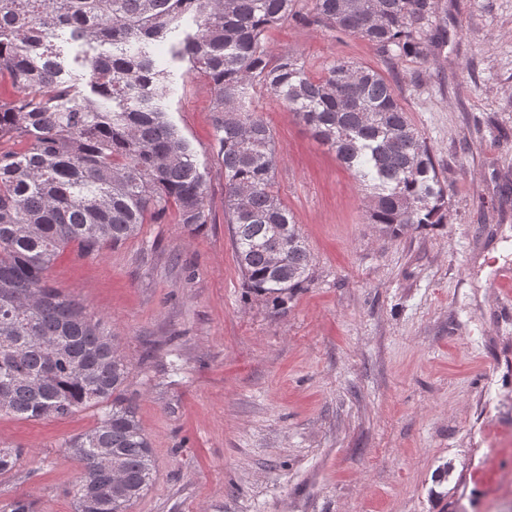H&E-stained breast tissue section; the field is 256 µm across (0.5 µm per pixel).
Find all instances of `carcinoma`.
Instances as JSON below:
<instances>
[{
  "label": "carcinoma",
  "instance_id": "1",
  "mask_svg": "<svg viewBox=\"0 0 512 512\" xmlns=\"http://www.w3.org/2000/svg\"><path fill=\"white\" fill-rule=\"evenodd\" d=\"M315 21L385 57L424 55L433 0H313ZM296 0H0V394L27 420L95 409L64 444L82 468L75 512H129L152 485L150 441L125 392L128 361L102 317L47 284L59 253L87 255L137 234L169 206L192 231L210 222L197 156L168 119L170 63L188 61L213 96L224 214L247 288L280 306L305 287L310 253L274 191L277 154L251 109L279 97L372 189L368 219L391 237L445 219L447 190L390 82L337 59L321 77L273 57L266 31ZM167 45L171 62L155 54ZM74 48V57L67 49ZM108 448L121 482L96 461ZM21 449L0 445V474Z\"/></svg>",
  "mask_w": 512,
  "mask_h": 512
}]
</instances>
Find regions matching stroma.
<instances>
[{
  "instance_id": "stroma-1",
  "label": "stroma",
  "mask_w": 512,
  "mask_h": 512,
  "mask_svg": "<svg viewBox=\"0 0 512 512\" xmlns=\"http://www.w3.org/2000/svg\"><path fill=\"white\" fill-rule=\"evenodd\" d=\"M434 3L417 58L307 21L311 0L265 41L311 75L341 59L392 84L448 189L444 223L383 234L362 181L257 94L312 264L284 305L254 295L224 219L210 86L176 63L166 108L196 152L210 223L191 232L171 210L101 254L70 245L48 271L130 362L155 463L130 512H512V297L482 275L512 269V253L492 254L512 244V0ZM96 421L1 412L0 443L23 455L0 475V505L74 512L81 468L64 443Z\"/></svg>"
}]
</instances>
